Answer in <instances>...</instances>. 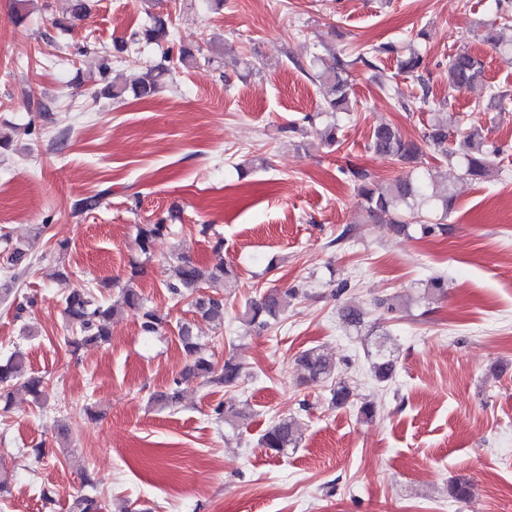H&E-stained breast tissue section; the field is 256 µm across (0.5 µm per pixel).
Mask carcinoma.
Here are the masks:
<instances>
[{
    "instance_id": "obj_1",
    "label": "carcinoma",
    "mask_w": 512,
    "mask_h": 512,
    "mask_svg": "<svg viewBox=\"0 0 512 512\" xmlns=\"http://www.w3.org/2000/svg\"><path fill=\"white\" fill-rule=\"evenodd\" d=\"M149 21L142 29L134 34L135 41L146 46H167L161 62L149 66L139 77L124 82H114L107 86L105 95L120 101L128 95L137 98L148 97L160 89L173 70L187 68L196 63L195 53L192 49L180 46L175 47L171 34L169 20L161 15H148ZM512 30V19L508 14L500 16V22L489 24L486 41L492 47L503 45L499 31ZM385 54L395 57L397 68L402 73L415 76L421 81L422 102L434 110L441 108L444 103L431 99V92L424 82L422 69L424 61L421 53L415 48L407 49L403 53L391 44H381L373 47L368 53L358 55L353 60L342 57L336 58V66L315 74V79L323 89L322 111L336 114L350 112L353 109L351 101V87L349 83L350 67L358 62L367 66L372 65L368 56ZM484 62L470 51L461 49L448 59V87L454 91L468 90L484 81ZM425 138L434 148L442 153H448V121L441 118L431 126V132ZM369 148L375 153L391 159L397 163H412L419 158L418 144L404 137L398 129L387 124L376 127L372 133ZM500 149L484 139L478 128H473L463 136L460 158L464 175L471 180H485L491 177L496 170V158ZM350 181L357 185L362 206L369 220L375 222L384 215L400 211L401 207L409 209L408 219L397 220V229L404 231L408 224L415 219L413 209L415 205L428 200H434L443 213L452 208L453 197L439 196L433 192L432 176L408 173L388 182H378L371 174L358 166H349L342 170ZM167 229L164 222L152 225L143 231L139 237L138 245L143 253H148L152 238ZM173 277L166 285L172 297L178 301L191 298V306L203 319L213 323L216 327L224 326V296L220 294L207 296H194L200 288H226L228 287L231 271L215 266L205 268L196 264L192 259L176 254L172 257ZM299 289L270 288L262 295L248 301L240 315V321L258 330L271 326V322L278 320L288 312L297 299ZM64 312L75 328V334L64 338L67 347L78 351L86 345L103 344L111 337V319L114 314L131 312L140 319L141 331L145 335H153L165 328L168 324V314L146 306L142 295L134 288L122 290L119 299L110 307L101 304L90 291H72L64 295ZM180 340L184 351L190 357L180 377L174 380V386L167 392L156 397V401L169 407L178 403L180 398L179 386L187 381L203 379L209 383L233 387L245 377L242 367L229 357L224 360L221 371L214 369L211 361L199 355L198 345L193 341L189 327L182 326ZM306 381L318 383L333 377L336 371L335 362L323 351L311 348L298 357ZM395 360L391 353L383 347L376 350L371 372L374 380L380 384L392 381L395 373ZM23 388L35 401H40L43 393V379L28 374L24 357L12 354L5 360H0V397L10 396L15 387ZM297 421L293 417H282L274 421L258 439V445L275 455H285L288 450L299 444Z\"/></svg>"
}]
</instances>
